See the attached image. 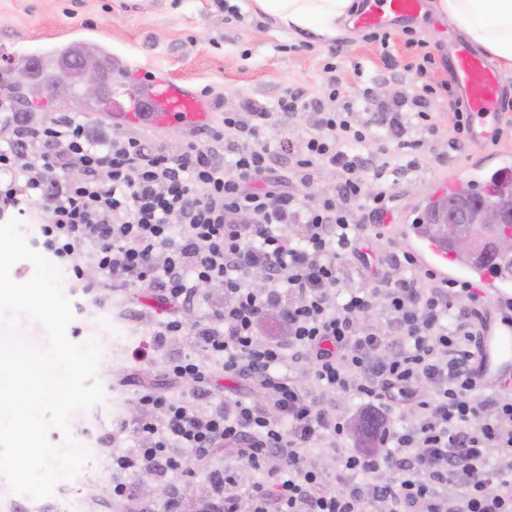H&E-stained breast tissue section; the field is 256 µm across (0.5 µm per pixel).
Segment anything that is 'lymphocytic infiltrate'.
<instances>
[{
	"label": "lymphocytic infiltrate",
	"mask_w": 512,
	"mask_h": 512,
	"mask_svg": "<svg viewBox=\"0 0 512 512\" xmlns=\"http://www.w3.org/2000/svg\"><path fill=\"white\" fill-rule=\"evenodd\" d=\"M302 105L300 91L286 89L275 111L225 113L224 129L211 134L210 144L176 148H152L121 134L100 137L70 117L34 125L0 105V128L12 133L0 146V215L46 210L43 248L102 301L138 285L164 302L189 305L200 287L223 288L224 306L211 321L171 319L158 333L202 347L215 368L176 358L166 375L194 384L202 397L218 371L255 380L268 393L264 402L202 412L142 387L140 446L113 457V467L148 471L163 482L191 473L190 458L178 449L202 459L234 448L255 472L270 459L281 463L275 478L253 483L247 512H362L358 492L328 487L305 463L308 448L335 443L347 425L290 380L288 365L300 363L310 366L322 391L418 409L417 426L385 428V458L353 453L341 460L344 470L368 477L371 499L387 512H449L437 488L451 479L463 489L456 512H512V395L486 394L472 371L481 296L461 284L469 305L454 308L451 282L418 276L406 250L389 252L384 274H372L366 227L357 218L381 221L391 198L381 185L384 171L368 170L371 137L350 110L312 103V128L288 153L299 183L334 172L335 195L309 206L275 176L277 150L267 133ZM73 168L79 179L68 178ZM370 175L380 182L377 190L367 186ZM84 252L103 283L87 280ZM344 258L361 272L360 286L348 292L339 289ZM256 271L263 287L251 283ZM380 300L389 314L383 323L369 318ZM273 310L287 342L259 338V324ZM393 335L402 337V349L376 360ZM424 384L433 389L427 399ZM493 464L501 480L490 494L486 474ZM384 466L393 471L390 479L379 475Z\"/></svg>",
	"instance_id": "obj_1"
}]
</instances>
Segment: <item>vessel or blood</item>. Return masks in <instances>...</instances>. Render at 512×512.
<instances>
[{
    "instance_id": "obj_1",
    "label": "vessel or blood",
    "mask_w": 512,
    "mask_h": 512,
    "mask_svg": "<svg viewBox=\"0 0 512 512\" xmlns=\"http://www.w3.org/2000/svg\"><path fill=\"white\" fill-rule=\"evenodd\" d=\"M427 0H370L365 11L355 21L362 30L384 29L399 20L420 16ZM47 50H34L21 55L27 68H39L62 58L74 56L111 57L105 40L89 28H74L68 33L47 38ZM138 75V108L133 112L105 111L111 126H134L147 130L178 128L191 130L211 119L206 101L192 92L175 87L157 75L155 67L144 63L136 66ZM453 71L465 90L473 124L470 138L475 142L493 136L485 122L495 115L501 99L503 81L500 74L467 45L455 53ZM402 235L420 268L439 279L465 281L475 285L484 300L480 336L473 356L472 370L477 382L485 388L496 389L512 383V323L497 319L495 309L512 303V280L498 278L491 264L472 262L454 266L448 262L446 243L421 237L415 225L407 224Z\"/></svg>"
}]
</instances>
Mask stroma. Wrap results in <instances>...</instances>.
Segmentation results:
<instances>
[{
    "label": "stroma",
    "instance_id": "stroma-1",
    "mask_svg": "<svg viewBox=\"0 0 512 512\" xmlns=\"http://www.w3.org/2000/svg\"><path fill=\"white\" fill-rule=\"evenodd\" d=\"M80 26L95 28L113 46L147 59L174 84L205 93L213 130L223 129L225 113L242 112L250 105L275 109L289 86L299 89L306 99L323 98L332 79L340 96L331 102V109L341 110L345 101H354L358 122L369 126L373 139L386 140L391 115L411 106L423 83L437 86L430 111L438 131L424 140L419 169L400 168L389 177L392 211L378 235L371 238L379 252L403 248L396 225L424 220L431 202L447 194L449 180L468 177L482 183L505 163H512V71L501 73L504 89L498 115L490 123L493 141L482 145L459 142L446 89L457 84L449 61L463 37L447 18L432 10L389 27V44L384 47L351 26L324 43L308 33H290L271 17L253 11L251 0H0V54H22L37 37ZM411 38L424 41L435 60L423 80L412 68L416 50L407 44ZM332 53L338 68L331 75L323 72L321 63ZM366 93L371 96L367 103L362 100ZM63 289L75 313L67 329L69 338L83 343L94 337L104 348L97 378L105 400L90 410L74 412L70 420L73 438L89 449L90 457L73 480L59 483L57 494L43 500L13 493L0 476V512H97L91 497L111 483L113 456L137 446L132 423L139 417L141 383L148 380L165 386L164 370L171 359H208L201 348L177 338L154 344L153 335L167 321L170 308L151 289L116 291L103 304L71 280H64ZM141 348L148 349V356L134 359V352ZM172 395L202 409L227 397L246 402L264 399L258 387L230 378L220 380L208 400L197 398L189 385L173 388ZM321 401L335 408L348 428L335 450L310 449L306 463L332 487L346 492L365 489V477L341 475L340 458L374 452V443L353 427L370 406L366 400L334 394L322 396ZM224 472L237 473L232 491L248 499L257 476L242 469L230 450L196 464L193 476H179L175 482L184 500L196 505L210 499L211 475Z\"/></svg>",
    "mask_w": 512,
    "mask_h": 512
}]
</instances>
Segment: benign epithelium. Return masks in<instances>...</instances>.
Listing matches in <instances>:
<instances>
[{
	"mask_svg": "<svg viewBox=\"0 0 512 512\" xmlns=\"http://www.w3.org/2000/svg\"><path fill=\"white\" fill-rule=\"evenodd\" d=\"M77 73L89 93L98 92L101 69L81 65ZM437 224L458 250L474 259L493 260L512 253V200L497 204L461 200L439 213Z\"/></svg>",
	"mask_w": 512,
	"mask_h": 512,
	"instance_id": "1",
	"label": "benign epithelium"
}]
</instances>
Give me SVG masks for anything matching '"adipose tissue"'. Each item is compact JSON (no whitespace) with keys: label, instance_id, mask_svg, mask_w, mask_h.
I'll return each mask as SVG.
<instances>
[{"label":"adipose tissue","instance_id":"adipose-tissue-1","mask_svg":"<svg viewBox=\"0 0 512 512\" xmlns=\"http://www.w3.org/2000/svg\"><path fill=\"white\" fill-rule=\"evenodd\" d=\"M252 5L286 30L309 32L326 42L336 37L361 2L252 0ZM432 6L472 46L488 53L502 68L512 70V0H433Z\"/></svg>","mask_w":512,"mask_h":512}]
</instances>
